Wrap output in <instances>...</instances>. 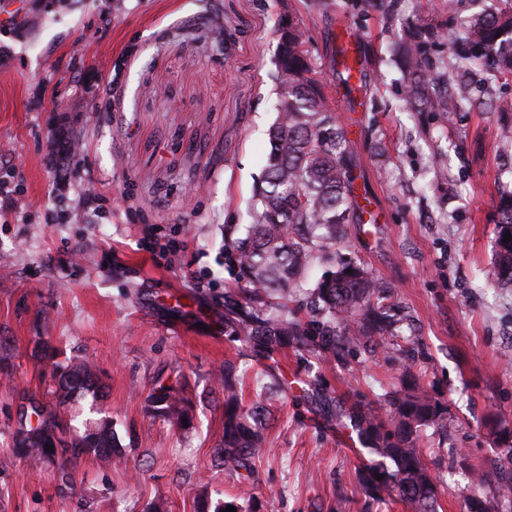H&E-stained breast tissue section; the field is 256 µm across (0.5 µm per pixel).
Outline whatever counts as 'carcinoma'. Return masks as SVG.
I'll return each mask as SVG.
<instances>
[{"label":"carcinoma","instance_id":"obj_1","mask_svg":"<svg viewBox=\"0 0 512 512\" xmlns=\"http://www.w3.org/2000/svg\"><path fill=\"white\" fill-rule=\"evenodd\" d=\"M454 4L448 5V52L469 69H480L486 81L512 76V12L487 11L455 24ZM279 30L288 43L278 42L275 58V91L278 116L269 131L265 174L249 207L250 222L244 236L224 242V260L238 269L237 293L224 295L226 321L238 327L243 341L261 359L293 342L322 360L337 359L359 337L369 336L388 345L395 325L393 304L383 283L363 265L338 257L334 268L318 280L314 292L324 316L302 322L288 319V289L295 288L312 265L326 260V253L340 242L342 225L354 219L374 222L354 200L348 177L347 140L336 126L322 84L307 83L301 73L315 69L305 49L304 32L291 17L281 19ZM433 32L423 17L394 33V51L404 77L403 105L418 112L448 111L450 79L432 55ZM459 107L487 108L491 103L472 97L468 87H456ZM496 224L500 227L498 275L512 282V198L502 202ZM233 365L215 380L224 385V441L217 460L238 473L240 493L231 502L216 503L213 512H225L243 498L254 477L253 462L264 451L263 406L241 408ZM75 376L72 384L57 388V401L69 403L81 392L97 388L96 372L81 363L62 372ZM153 413L182 426L190 419L191 403L182 392L163 382L150 394ZM386 418L360 411L348 418L359 443L379 457L360 477L362 492L381 500L384 492H397L415 512H437V484L420 449L421 430L444 425L448 408L428 391L422 376L386 393ZM85 422L84 431L53 456L46 444L60 433L56 412L35 405L16 431L14 454L34 464L55 463L71 455H90L106 465L121 463L111 417ZM382 479H376V475ZM476 485L498 486L500 497L512 499V475L481 468L471 470Z\"/></svg>","mask_w":512,"mask_h":512}]
</instances>
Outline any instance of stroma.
<instances>
[{"label":"stroma","mask_w":512,"mask_h":512,"mask_svg":"<svg viewBox=\"0 0 512 512\" xmlns=\"http://www.w3.org/2000/svg\"><path fill=\"white\" fill-rule=\"evenodd\" d=\"M361 0H0V512H201L236 473L216 459L224 391L270 411L244 512H412L360 491L372 457L337 409L385 413L421 373L448 408L427 433L439 512H467L471 466L512 455V282L497 279L500 196L512 190V79L493 108L406 112L391 31ZM292 14L348 140L373 224H347L338 253L393 290L398 334L423 356L387 362L361 344L328 362L288 347L258 360L224 322L235 287L225 235L240 236L276 117L279 19ZM361 45V75L336 77L335 34ZM79 139L70 155L62 137ZM444 167H436L437 156ZM177 250H143L148 231ZM86 362L122 453L36 467L13 454L31 402L55 407V366ZM183 389L193 424L150 409L156 379Z\"/></svg>","instance_id":"obj_1"}]
</instances>
